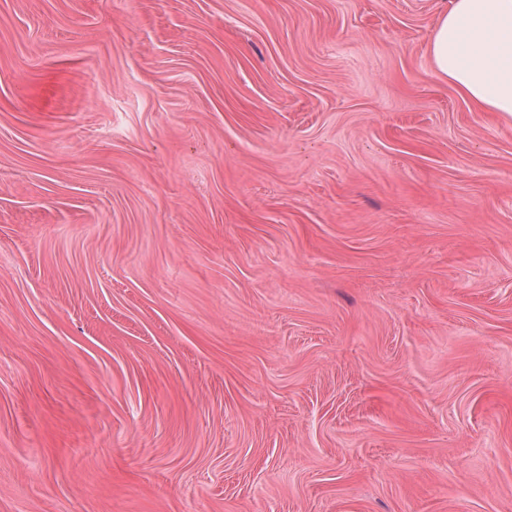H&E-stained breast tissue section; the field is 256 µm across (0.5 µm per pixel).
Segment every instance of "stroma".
Listing matches in <instances>:
<instances>
[{
    "mask_svg": "<svg viewBox=\"0 0 512 512\" xmlns=\"http://www.w3.org/2000/svg\"><path fill=\"white\" fill-rule=\"evenodd\" d=\"M450 0H0V512H512V122ZM429 53L437 78L476 109L512 121V0H451Z\"/></svg>",
    "mask_w": 512,
    "mask_h": 512,
    "instance_id": "1",
    "label": "stroma"
}]
</instances>
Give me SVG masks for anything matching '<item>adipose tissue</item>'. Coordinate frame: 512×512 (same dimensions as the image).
I'll list each match as a JSON object with an SVG mask.
<instances>
[{
  "label": "adipose tissue",
  "instance_id": "1",
  "mask_svg": "<svg viewBox=\"0 0 512 512\" xmlns=\"http://www.w3.org/2000/svg\"><path fill=\"white\" fill-rule=\"evenodd\" d=\"M429 53L437 78L476 109L512 121V0H451Z\"/></svg>",
  "mask_w": 512,
  "mask_h": 512
}]
</instances>
